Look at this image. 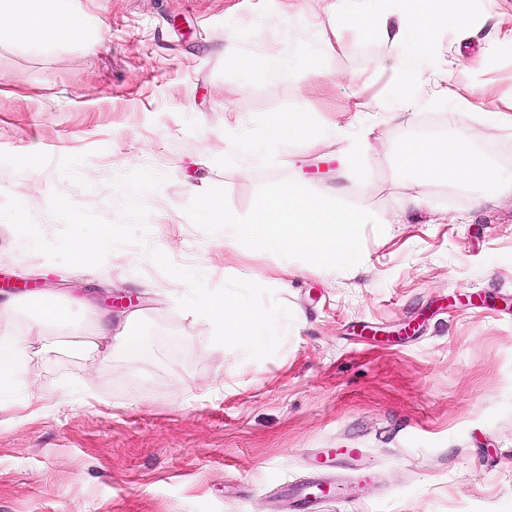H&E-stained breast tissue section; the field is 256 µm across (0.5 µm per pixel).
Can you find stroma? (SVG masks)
I'll return each instance as SVG.
<instances>
[{
    "mask_svg": "<svg viewBox=\"0 0 512 512\" xmlns=\"http://www.w3.org/2000/svg\"><path fill=\"white\" fill-rule=\"evenodd\" d=\"M77 5L95 51L0 41V281L76 314L93 299L143 354L84 356L69 330L44 327L26 404L0 406V512H288L282 484L316 475L326 448L360 454L336 461L318 512H512V197L407 180L395 164L406 140L466 130L512 178V128L449 100L396 121L356 111L396 96L377 63L405 49L373 27L337 30L321 51L320 0ZM465 7L431 58L475 99L510 102L512 0ZM228 53L248 68L225 72ZM269 54L266 81L251 65ZM302 107L316 142L249 155L270 114ZM333 127L365 136L348 179ZM284 179L384 222L365 228L360 264L228 245L184 212L191 191L221 187L243 215ZM104 224L99 266L76 270L71 243ZM189 269L203 293L247 289L278 343L214 344L177 303Z\"/></svg>",
    "mask_w": 512,
    "mask_h": 512,
    "instance_id": "obj_1",
    "label": "stroma"
}]
</instances>
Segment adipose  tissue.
<instances>
[{"label": "adipose tissue", "mask_w": 512, "mask_h": 512, "mask_svg": "<svg viewBox=\"0 0 512 512\" xmlns=\"http://www.w3.org/2000/svg\"><path fill=\"white\" fill-rule=\"evenodd\" d=\"M383 0H329L325 11L335 18L337 27L365 29L378 23L384 37L409 47L411 53L426 56L431 51L436 30L448 24L463 23L464 5L454 10L444 7V0H398V10L383 8ZM86 28L85 18L74 8L73 0H0V39L26 44L61 43L80 38ZM394 79L400 84L401 96L395 100L379 98L358 103L361 112H372L390 120L405 117L423 102L449 98L464 109L470 108L469 89L448 82V70L428 65L408 72L393 67ZM313 136L308 112L279 113L268 121V137L278 142L307 141ZM402 176L415 179L448 177L465 184H491L502 194L512 196V179L500 173L473 149L470 134L461 132L438 139H413L396 151ZM35 321L25 334L0 333V357H23L34 360L40 350V331L44 324L67 326L70 308L47 302L30 305ZM195 313L213 329L214 341L230 347L242 343L257 345L258 330L273 323L271 314L254 308L245 295L221 293L194 301Z\"/></svg>", "instance_id": "1"}]
</instances>
